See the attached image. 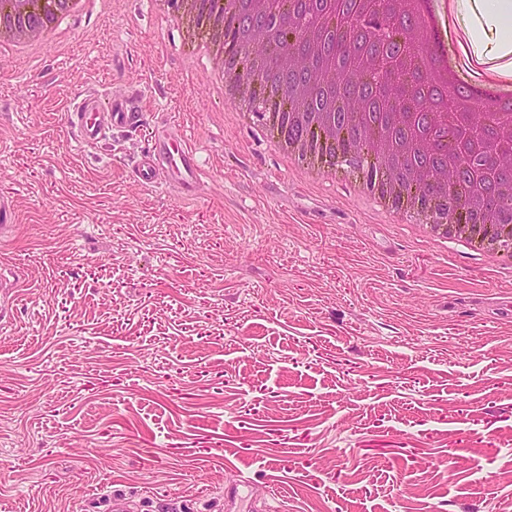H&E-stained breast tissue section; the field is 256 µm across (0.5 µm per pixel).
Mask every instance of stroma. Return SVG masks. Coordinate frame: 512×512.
Returning a JSON list of instances; mask_svg holds the SVG:
<instances>
[{
	"label": "stroma",
	"instance_id": "stroma-1",
	"mask_svg": "<svg viewBox=\"0 0 512 512\" xmlns=\"http://www.w3.org/2000/svg\"><path fill=\"white\" fill-rule=\"evenodd\" d=\"M139 97L85 146L75 95ZM202 163L145 185L148 130ZM0 512H512V275L388 223L239 121L152 0L0 53Z\"/></svg>",
	"mask_w": 512,
	"mask_h": 512
}]
</instances>
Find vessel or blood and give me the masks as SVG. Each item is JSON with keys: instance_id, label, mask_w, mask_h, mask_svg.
Listing matches in <instances>:
<instances>
[{"instance_id": "1", "label": "vessel or blood", "mask_w": 512, "mask_h": 512, "mask_svg": "<svg viewBox=\"0 0 512 512\" xmlns=\"http://www.w3.org/2000/svg\"><path fill=\"white\" fill-rule=\"evenodd\" d=\"M65 121L78 142L95 143L108 131L142 127L144 113L132 99L117 98L106 90L96 89L72 98ZM136 168L146 184L172 186L187 197L193 196L201 176L196 154L187 141L157 130L150 133Z\"/></svg>"}]
</instances>
